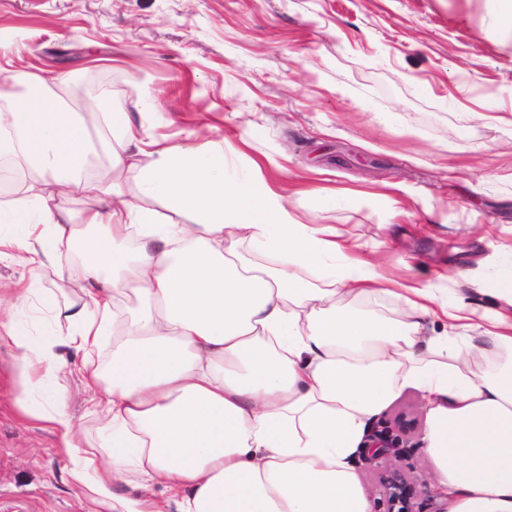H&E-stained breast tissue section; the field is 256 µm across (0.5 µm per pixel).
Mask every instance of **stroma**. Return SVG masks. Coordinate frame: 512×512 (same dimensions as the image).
Returning a JSON list of instances; mask_svg holds the SVG:
<instances>
[{
    "instance_id": "stroma-1",
    "label": "stroma",
    "mask_w": 512,
    "mask_h": 512,
    "mask_svg": "<svg viewBox=\"0 0 512 512\" xmlns=\"http://www.w3.org/2000/svg\"><path fill=\"white\" fill-rule=\"evenodd\" d=\"M494 0H0V82L12 71L66 76L76 98L102 88L164 145L220 142L229 174L264 178L299 220L332 226L401 282L443 296L512 269V28ZM333 193L314 210L300 192ZM71 259L40 271L0 258V285L37 284L63 303ZM60 399L97 446L84 356L58 350ZM18 351L0 340V512H109L77 481L62 434L24 412ZM410 421L409 446L352 464L370 512L396 469L439 512L426 415L415 391L371 426Z\"/></svg>"
}]
</instances>
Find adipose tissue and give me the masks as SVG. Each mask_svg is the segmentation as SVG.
Listing matches in <instances>:
<instances>
[{"instance_id": "adipose-tissue-1", "label": "adipose tissue", "mask_w": 512, "mask_h": 512, "mask_svg": "<svg viewBox=\"0 0 512 512\" xmlns=\"http://www.w3.org/2000/svg\"><path fill=\"white\" fill-rule=\"evenodd\" d=\"M8 83L0 158L29 179L0 201V249L34 271L77 252L74 284L90 302L63 306L32 285L26 296H41L66 336H32L10 317L0 331L21 354L26 400L44 405L75 476L113 512H161L113 495L130 474L167 489L177 512H369L350 458L367 420L407 389L424 403L448 512H512V273L466 280L442 300L386 277L335 228L300 221L265 180L226 176L219 143L146 150L108 99L69 106L65 78L16 71ZM89 113L104 137L89 135ZM98 153L114 177L90 173ZM124 170L163 211L127 200ZM471 292L501 309L478 312ZM344 295L388 296L400 312L349 310ZM438 312L448 329L432 336L425 320ZM114 333L99 367L91 355ZM62 341L87 357L106 462L82 456L71 419L45 401Z\"/></svg>"}]
</instances>
